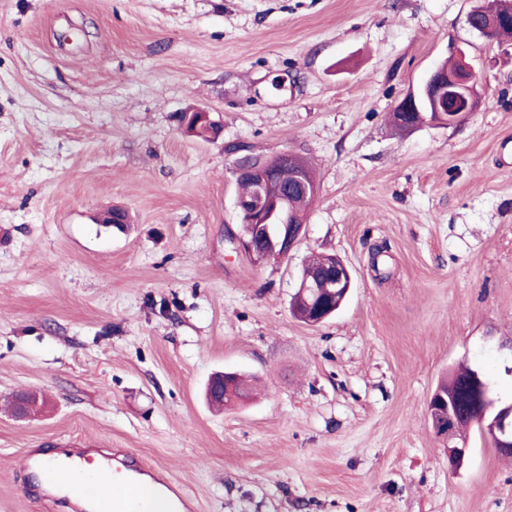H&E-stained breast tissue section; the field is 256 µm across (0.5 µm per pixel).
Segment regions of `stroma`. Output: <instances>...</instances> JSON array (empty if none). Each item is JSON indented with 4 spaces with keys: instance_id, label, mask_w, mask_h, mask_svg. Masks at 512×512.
Returning <instances> with one entry per match:
<instances>
[{
    "instance_id": "obj_1",
    "label": "stroma",
    "mask_w": 512,
    "mask_h": 512,
    "mask_svg": "<svg viewBox=\"0 0 512 512\" xmlns=\"http://www.w3.org/2000/svg\"><path fill=\"white\" fill-rule=\"evenodd\" d=\"M477 2L0 0V512H75L29 457L86 444L190 512H512V458L473 428L449 467L428 413L462 362L512 399V42L468 27ZM454 47L476 111L397 130ZM194 108L219 139L184 132ZM237 144L315 169L288 258L227 239ZM314 253L353 277L318 326L290 307ZM224 370L259 388L217 411ZM122 469L129 473H133L134 475H130L133 477L150 476L154 479L156 483L165 488L166 491L162 493L172 500L173 505L176 506L174 509L187 506V503L180 491L173 484L159 477L155 468L148 465L141 459L134 458L124 450L116 451L112 454V463L109 459H103L102 464L99 467V475H109L113 471L121 472Z\"/></svg>"
}]
</instances>
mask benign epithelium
I'll return each mask as SVG.
<instances>
[{
  "mask_svg": "<svg viewBox=\"0 0 512 512\" xmlns=\"http://www.w3.org/2000/svg\"><path fill=\"white\" fill-rule=\"evenodd\" d=\"M507 19L512 20V0H499L497 11L493 13L472 9L466 22L472 31L493 40L501 22ZM457 57L454 70L434 69L418 90L409 92L400 101L397 111L402 125L408 128L424 124L451 125L475 111L480 100L477 75L472 65L465 61L463 51H457ZM181 122L190 133L199 128L206 129L210 139L221 134V126L202 110L182 115ZM242 152V147L235 149L239 157L235 161L234 175L238 179H247L252 184V191L238 196L236 206L242 214L250 216V221L243 225L241 233L233 236L231 244L255 264L271 258L285 259L304 231L303 218L292 219L288 214V194L293 192L313 201L317 196V185L308 181L300 159L293 154H283L273 163L254 165ZM283 161L294 168L296 176L286 189L277 190V165ZM352 285L350 269L334 255L326 256L318 270H303L297 292L304 296L315 291L325 299L317 306L309 323L317 325L332 317L348 297ZM207 397L219 399L225 405L240 402L235 373H223L221 381L209 388ZM471 399L472 415L488 421L496 447L501 453L512 455V402L497 406L484 388L471 394ZM428 409L433 430L448 441V461L454 466L467 453L466 445L456 432L459 398H450L437 390L430 398Z\"/></svg>",
  "mask_w": 512,
  "mask_h": 512,
  "instance_id": "benign-epithelium-1",
  "label": "benign epithelium"
}]
</instances>
